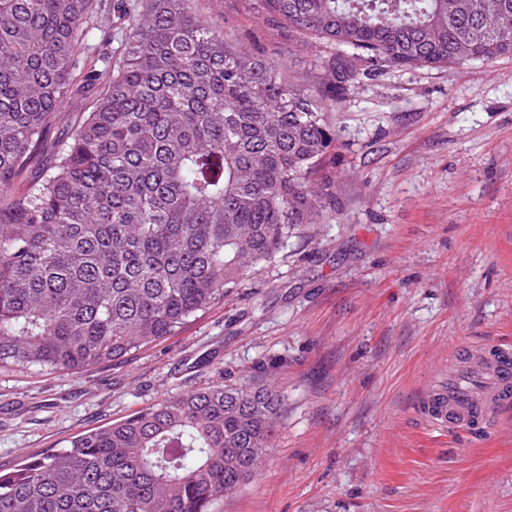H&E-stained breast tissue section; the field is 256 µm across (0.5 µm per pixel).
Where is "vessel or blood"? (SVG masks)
Listing matches in <instances>:
<instances>
[{
	"mask_svg": "<svg viewBox=\"0 0 512 512\" xmlns=\"http://www.w3.org/2000/svg\"><path fill=\"white\" fill-rule=\"evenodd\" d=\"M412 411L435 431L485 433L512 411V347L486 342L466 348L447 382L422 394Z\"/></svg>",
	"mask_w": 512,
	"mask_h": 512,
	"instance_id": "1",
	"label": "vessel or blood"
}]
</instances>
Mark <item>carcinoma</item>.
Returning <instances> with one entry per match:
<instances>
[{
  "label": "carcinoma",
  "instance_id": "carcinoma-1",
  "mask_svg": "<svg viewBox=\"0 0 512 512\" xmlns=\"http://www.w3.org/2000/svg\"><path fill=\"white\" fill-rule=\"evenodd\" d=\"M190 0H148L119 64L102 0H0V371L79 372L177 333L336 215L348 84L512 56V0H248L329 48L306 91ZM89 102L60 125L61 104ZM283 399L194 390L0 472V512H212L258 471Z\"/></svg>",
  "mask_w": 512,
  "mask_h": 512
}]
</instances>
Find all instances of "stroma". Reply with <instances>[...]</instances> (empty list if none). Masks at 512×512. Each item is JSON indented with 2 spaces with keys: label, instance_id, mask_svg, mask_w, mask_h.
<instances>
[{
  "label": "stroma",
  "instance_id": "obj_1",
  "mask_svg": "<svg viewBox=\"0 0 512 512\" xmlns=\"http://www.w3.org/2000/svg\"><path fill=\"white\" fill-rule=\"evenodd\" d=\"M311 84L321 47L197 0ZM336 216L126 361L0 373V469L217 383L284 401L258 474L213 512H512V417L439 435L410 412L461 342L512 341V57L389 70L336 106Z\"/></svg>",
  "mask_w": 512,
  "mask_h": 512
}]
</instances>
